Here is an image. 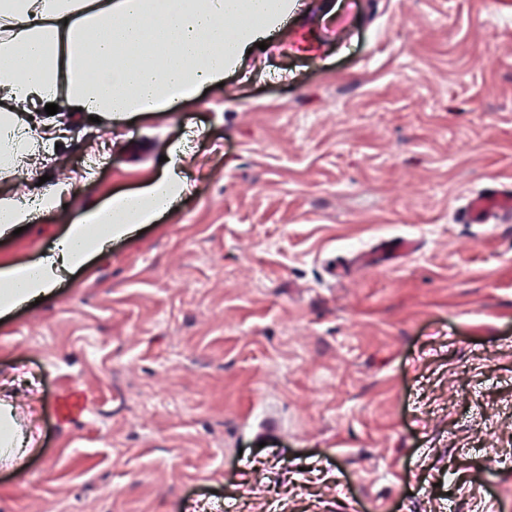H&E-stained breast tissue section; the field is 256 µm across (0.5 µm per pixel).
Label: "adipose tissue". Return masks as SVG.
Masks as SVG:
<instances>
[{
	"label": "adipose tissue",
	"mask_w": 512,
	"mask_h": 512,
	"mask_svg": "<svg viewBox=\"0 0 512 512\" xmlns=\"http://www.w3.org/2000/svg\"><path fill=\"white\" fill-rule=\"evenodd\" d=\"M288 0H0V175L28 177L34 114L54 103L80 118L121 120L195 99L288 17ZM171 147L163 176L82 210L54 248L0 260V315L41 298L112 241L153 223L189 189ZM34 443L0 398V457Z\"/></svg>",
	"instance_id": "adipose-tissue-1"
}]
</instances>
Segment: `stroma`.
<instances>
[{"label": "stroma", "mask_w": 512, "mask_h": 512, "mask_svg": "<svg viewBox=\"0 0 512 512\" xmlns=\"http://www.w3.org/2000/svg\"><path fill=\"white\" fill-rule=\"evenodd\" d=\"M265 43L174 111L56 113L35 174L84 179L1 260L171 145L191 189L0 317L36 436L0 512H512V222L465 211L512 185V0H296ZM414 246L415 243L412 240L405 238L393 239L384 245L378 258H369L367 261L373 263L379 259V263H392L407 254ZM88 407V397L83 391L73 390L60 397L58 413L63 419H69L73 415H80Z\"/></svg>", "instance_id": "35a3bbf8"}]
</instances>
